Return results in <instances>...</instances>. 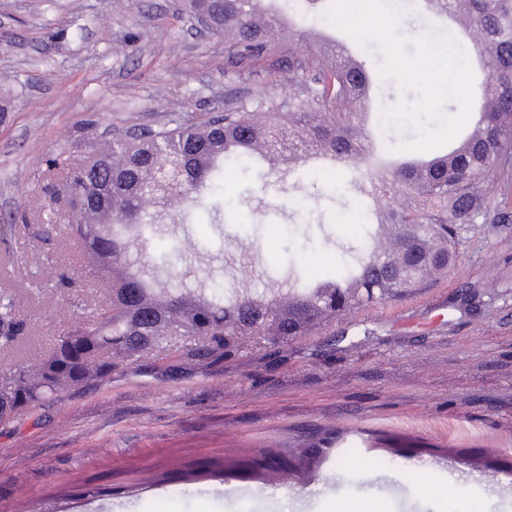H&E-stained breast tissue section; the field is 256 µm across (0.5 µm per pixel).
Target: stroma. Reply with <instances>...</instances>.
Segmentation results:
<instances>
[{
    "label": "stroma",
    "instance_id": "obj_1",
    "mask_svg": "<svg viewBox=\"0 0 512 512\" xmlns=\"http://www.w3.org/2000/svg\"><path fill=\"white\" fill-rule=\"evenodd\" d=\"M253 69L201 27L186 0H0V297L28 324L0 371L106 305L44 186L46 160L79 165L112 134L287 104V47ZM259 170L225 175L223 221L188 232L209 283L229 256L263 276L340 265L360 217L316 189ZM436 454L464 471L512 470V224L465 228L448 275L410 299L355 309L282 349H244L185 379L134 364L97 390L62 394L43 422L0 424V512H512V490L436 494Z\"/></svg>",
    "mask_w": 512,
    "mask_h": 512
}]
</instances>
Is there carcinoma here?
<instances>
[{"instance_id": "cac0c4a2", "label": "carcinoma", "mask_w": 512, "mask_h": 512, "mask_svg": "<svg viewBox=\"0 0 512 512\" xmlns=\"http://www.w3.org/2000/svg\"><path fill=\"white\" fill-rule=\"evenodd\" d=\"M456 22L457 40L483 65V104L472 131L455 148L431 158L373 168L375 138L364 128L362 96L372 81L363 62L331 55L320 37L299 34L310 47H288V82L302 85L288 111L261 118L244 105L220 121L180 120L172 127L119 135L71 169L57 155L50 166L63 181L46 187L67 212V233L85 249L89 270L112 282V304L61 331L87 343L92 361H69L55 379L38 364L20 363L9 377L27 390L7 423H24L62 393H86L112 371L154 356L161 372L188 373L245 346L282 347L315 336L347 312L411 298L448 274L460 231L469 224H512V0H424ZM266 0H224V21L214 30L229 38L232 57L247 65L278 53L279 30L260 23ZM259 160L285 184L310 174L345 183L375 201L361 212L366 233L347 248L345 270L325 269L299 285L288 277L263 292L224 285L221 295L178 284L155 288L156 272L131 254L154 225L190 224L212 206L224 183V164ZM492 180L499 193L479 185ZM26 324L12 302L0 304V350L18 349Z\"/></svg>"}]
</instances>
